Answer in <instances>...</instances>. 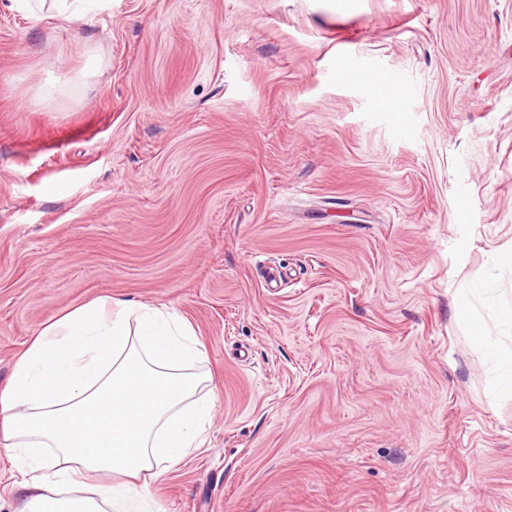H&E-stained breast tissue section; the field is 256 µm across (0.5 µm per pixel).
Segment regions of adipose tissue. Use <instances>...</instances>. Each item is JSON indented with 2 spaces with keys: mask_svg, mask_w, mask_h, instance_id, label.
I'll return each instance as SVG.
<instances>
[{
  "mask_svg": "<svg viewBox=\"0 0 512 512\" xmlns=\"http://www.w3.org/2000/svg\"><path fill=\"white\" fill-rule=\"evenodd\" d=\"M500 396L512 399V307L470 319ZM191 325L165 307L99 298L31 338L0 387V452L22 512H123L206 442L214 399ZM103 483L86 489L89 479Z\"/></svg>",
  "mask_w": 512,
  "mask_h": 512,
  "instance_id": "obj_1",
  "label": "adipose tissue"
}]
</instances>
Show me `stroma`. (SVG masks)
Instances as JSON below:
<instances>
[{"mask_svg": "<svg viewBox=\"0 0 512 512\" xmlns=\"http://www.w3.org/2000/svg\"><path fill=\"white\" fill-rule=\"evenodd\" d=\"M510 247L512 0H0V385L92 300L186 319L152 512H512L460 311Z\"/></svg>", "mask_w": 512, "mask_h": 512, "instance_id": "35a3bbf8", "label": "stroma"}]
</instances>
